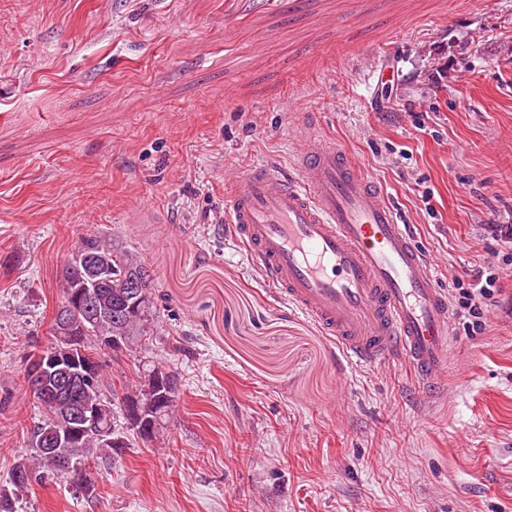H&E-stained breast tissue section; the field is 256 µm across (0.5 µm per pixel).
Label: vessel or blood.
Wrapping results in <instances>:
<instances>
[{
  "label": "vessel or blood",
  "instance_id": "obj_1",
  "mask_svg": "<svg viewBox=\"0 0 512 512\" xmlns=\"http://www.w3.org/2000/svg\"><path fill=\"white\" fill-rule=\"evenodd\" d=\"M224 221L278 297L349 362L398 357L422 392L441 388L454 349L448 291L384 189L344 147L312 132L293 174L273 162L239 173Z\"/></svg>",
  "mask_w": 512,
  "mask_h": 512
}]
</instances>
